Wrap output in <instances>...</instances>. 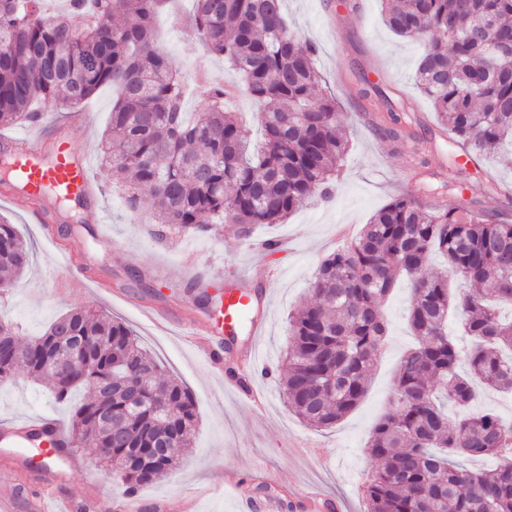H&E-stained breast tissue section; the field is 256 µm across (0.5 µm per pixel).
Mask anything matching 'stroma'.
I'll return each mask as SVG.
<instances>
[{
	"mask_svg": "<svg viewBox=\"0 0 512 512\" xmlns=\"http://www.w3.org/2000/svg\"><path fill=\"white\" fill-rule=\"evenodd\" d=\"M191 0L154 20L158 46L186 82L206 74L213 83L237 84L222 58L206 55L196 33L182 23ZM284 14L300 42L317 47L314 65L335 94L350 138L332 198L315 199L281 224L255 226L240 237L228 229L207 234H169L151 221L152 202L142 198L130 211L121 192L97 185V204L78 211L82 224L72 233L46 236L7 197L0 177V215L16 224L31 252L28 271L0 294V316L26 336L39 334L57 315L91 306L123 322L162 365L196 398L197 427L190 452L168 477L138 492L139 512H242L243 498L274 496L277 512H308L296 489L307 486L327 503L326 512H364L361 486L375 468L367 452L372 428L390 407L391 381L402 353L415 338L407 321L410 290L399 282L384 308L389 343L371 373L358 406L329 429L304 424L284 402L279 385L284 351L290 342L288 316L311 295L319 262L339 244L336 227L358 233L371 216L399 196L416 195L435 208L463 203L512 224V152L457 165L448 157V133L414 82L422 48L386 25L382 0H285ZM377 94L365 97L366 83ZM406 113L410 137L392 139L379 127L390 108ZM86 131L72 133L73 150L85 154L91 171L100 169V143L112 112V90L100 89L83 106ZM480 176L488 185L478 190ZM107 210L109 241H100L97 206ZM112 282V297L97 298L93 282ZM241 281L256 302L260 332L242 328L224 348L225 363L255 355L264 373L254 387L257 404L225 386L220 372L191 344L193 310L185 301L197 281ZM49 411L68 420L69 407L57 402L47 384L25 374L0 383V421H19ZM69 480L53 494L61 501L90 495L95 512H119L123 499L110 472L77 453Z\"/></svg>",
	"mask_w": 512,
	"mask_h": 512,
	"instance_id": "35a3bbf8",
	"label": "stroma"
}]
</instances>
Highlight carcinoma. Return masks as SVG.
Here are the masks:
<instances>
[{"mask_svg": "<svg viewBox=\"0 0 512 512\" xmlns=\"http://www.w3.org/2000/svg\"><path fill=\"white\" fill-rule=\"evenodd\" d=\"M43 2L0 0V127L79 107L112 86L103 180L125 191L133 212L148 194L154 223L171 233L225 224L244 234L332 195L349 142L336 97L315 95L323 82L316 46L299 45L282 0H195L184 19L206 54L237 71L240 92L263 103L259 147L225 108L222 86L203 82L202 111L186 119L184 83L152 33L168 0H67L53 13ZM387 22L424 45L416 81L450 132L452 157L512 147V0H398L387 5ZM385 125L396 137L406 123L392 110ZM434 253L445 270L429 275ZM28 265L29 248L0 215V285L9 287ZM402 274L410 278L408 321L417 344L403 354L392 407L368 442L377 467L363 491L367 512H512V421L471 411L480 386L512 393V320L498 312L512 306V224L460 204L428 209L410 196L379 209L321 261L312 301L289 320L288 409L327 429L356 408L385 346L384 300ZM452 314L472 338L466 351L448 335ZM61 329L80 346L76 384L51 370ZM19 369L48 381L59 402L94 392L72 411L74 449L94 444L127 493L180 463L176 454L136 459L133 450L171 435L180 451L192 447L190 389L162 379L132 330L95 309H72L30 338L0 321V382ZM123 370L141 381L147 398L136 412L117 382ZM450 405L465 415L452 419ZM486 455L498 458L495 468L456 462Z\"/></svg>", "mask_w": 512, "mask_h": 512, "instance_id": "carcinoma-1", "label": "carcinoma"}]
</instances>
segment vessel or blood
<instances>
[{
  "label": "vessel or blood",
  "mask_w": 512,
  "mask_h": 512,
  "mask_svg": "<svg viewBox=\"0 0 512 512\" xmlns=\"http://www.w3.org/2000/svg\"><path fill=\"white\" fill-rule=\"evenodd\" d=\"M8 145L20 160L15 177L20 190L14 199L18 205L30 208L38 219L50 220L49 207L60 200L72 203L91 195L85 156L70 149L53 128L50 116H43L24 135L10 139ZM251 302L244 288L225 291L221 318L201 330L197 339L208 361L220 360L225 332L242 319ZM71 446L64 423L52 416L0 424V456L30 469L39 486L38 492L23 498L15 488L0 485V512H48L49 487L65 482L76 465Z\"/></svg>",
  "instance_id": "1"
}]
</instances>
